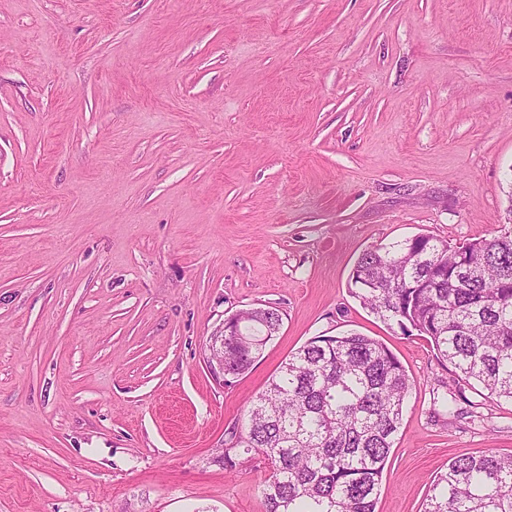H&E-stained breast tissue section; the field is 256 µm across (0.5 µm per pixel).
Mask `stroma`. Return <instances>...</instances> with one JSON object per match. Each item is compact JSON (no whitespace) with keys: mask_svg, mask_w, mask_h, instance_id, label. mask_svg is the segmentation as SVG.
Here are the masks:
<instances>
[{"mask_svg":"<svg viewBox=\"0 0 512 512\" xmlns=\"http://www.w3.org/2000/svg\"><path fill=\"white\" fill-rule=\"evenodd\" d=\"M512 230V0H0V512H265L216 458L317 336L412 383L376 512L512 454V401L351 293L362 252ZM283 324L244 375L207 346Z\"/></svg>","mask_w":512,"mask_h":512,"instance_id":"obj_1","label":"stroma"}]
</instances>
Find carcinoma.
<instances>
[{
	"label": "carcinoma",
	"instance_id": "cac0c4a2",
	"mask_svg": "<svg viewBox=\"0 0 512 512\" xmlns=\"http://www.w3.org/2000/svg\"><path fill=\"white\" fill-rule=\"evenodd\" d=\"M352 294L385 323L424 336L459 376L512 400V231L451 244L428 234L365 250ZM241 335L224 336V375L247 372L282 318L250 308ZM410 378L379 340L312 338L282 363L231 431L224 470L239 452L271 464L266 512H375ZM423 512H512V455H462L435 481Z\"/></svg>",
	"mask_w": 512,
	"mask_h": 512
}]
</instances>
